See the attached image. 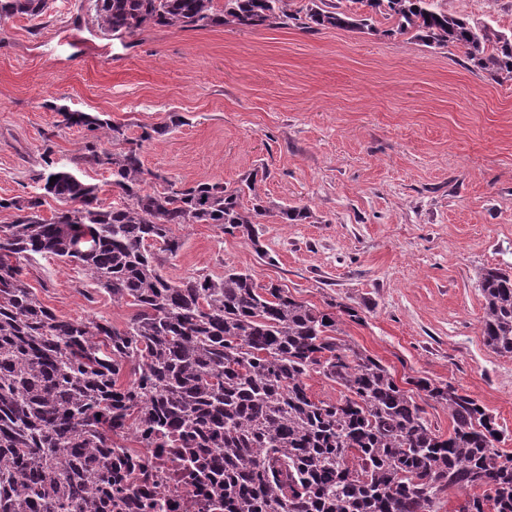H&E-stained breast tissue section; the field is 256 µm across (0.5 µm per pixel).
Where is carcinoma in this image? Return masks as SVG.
Wrapping results in <instances>:
<instances>
[{
	"label": "carcinoma",
	"mask_w": 512,
	"mask_h": 512,
	"mask_svg": "<svg viewBox=\"0 0 512 512\" xmlns=\"http://www.w3.org/2000/svg\"><path fill=\"white\" fill-rule=\"evenodd\" d=\"M100 32L135 36L158 27H282L288 0H92ZM350 8L311 0L310 29L363 30L373 17L387 34L413 33L429 46L453 43L475 67L512 79V34L448 13L437 0H350ZM49 0H0V19L45 14ZM65 124L87 131L73 158L57 165L51 148L32 175L38 191L0 198L13 212L0 225V512H140L123 490L138 478L134 453L167 448L220 512H436L446 491L472 490L456 512H512V455L497 447L503 428L465 390L406 378L340 337L341 315L298 300L272 282L234 269L178 282L162 273L178 255L174 227L212 224L267 252L256 224L270 209L259 199L258 171L228 190L220 182L176 186L143 167L137 139L105 115L59 109ZM123 145L115 152L107 144ZM111 170L120 206L104 208L99 188L77 171ZM56 182L49 183L51 177ZM51 198L53 216L40 208ZM286 222L306 206L279 209ZM78 236L89 251L74 250ZM54 257L82 269L94 289L134 314L123 328L104 318L71 320L46 306L24 268ZM485 344L512 354V274L480 277ZM314 374L340 387L316 399ZM448 411L452 429L431 427L413 391Z\"/></svg>",
	"instance_id": "obj_1"
}]
</instances>
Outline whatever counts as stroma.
<instances>
[{"instance_id": "1", "label": "stroma", "mask_w": 512, "mask_h": 512, "mask_svg": "<svg viewBox=\"0 0 512 512\" xmlns=\"http://www.w3.org/2000/svg\"><path fill=\"white\" fill-rule=\"evenodd\" d=\"M449 13L512 32V0H438ZM82 39L61 51L63 33ZM99 112L143 144L145 169L176 184L240 186L253 170L271 211L252 246L186 224L162 272H249L295 298L355 308L343 337L396 378L463 388L505 431L512 455V356L483 343L482 268H512V80L455 45L409 35L285 28H150L128 44L103 38L88 0H50L46 16L0 26V198L32 193L44 149L69 163L84 129L62 110ZM182 124L171 125L172 116ZM311 216L282 223L280 206ZM57 315L110 319L132 308L87 301L78 267L42 258L25 269Z\"/></svg>"}]
</instances>
